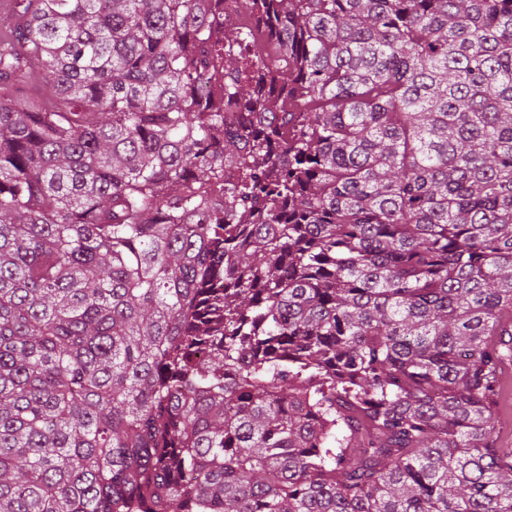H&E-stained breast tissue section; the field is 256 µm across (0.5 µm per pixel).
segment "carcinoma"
Here are the masks:
<instances>
[{"instance_id": "obj_1", "label": "carcinoma", "mask_w": 512, "mask_h": 512, "mask_svg": "<svg viewBox=\"0 0 512 512\" xmlns=\"http://www.w3.org/2000/svg\"><path fill=\"white\" fill-rule=\"evenodd\" d=\"M15 0L0 512H512V0ZM497 404V426L494 433L496 448L512 450V358L501 364V374L494 397Z\"/></svg>"}]
</instances>
